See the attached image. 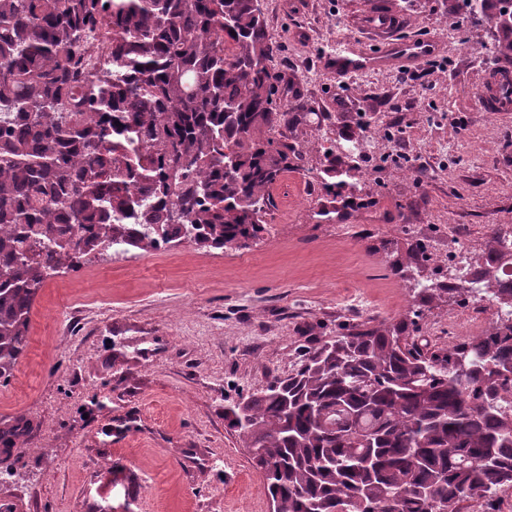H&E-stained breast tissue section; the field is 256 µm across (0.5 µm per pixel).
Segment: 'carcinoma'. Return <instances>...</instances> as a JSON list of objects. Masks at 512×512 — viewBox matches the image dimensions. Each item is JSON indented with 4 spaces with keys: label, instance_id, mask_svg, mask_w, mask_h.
Instances as JSON below:
<instances>
[{
    "label": "carcinoma",
    "instance_id": "carcinoma-1",
    "mask_svg": "<svg viewBox=\"0 0 512 512\" xmlns=\"http://www.w3.org/2000/svg\"><path fill=\"white\" fill-rule=\"evenodd\" d=\"M261 0H0V385L84 253L266 231L293 168ZM495 263L512 259L499 230ZM355 325L224 408L274 512H461L512 487V319L446 348ZM18 416L0 455L23 447Z\"/></svg>",
    "mask_w": 512,
    "mask_h": 512
}]
</instances>
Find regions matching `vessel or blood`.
<instances>
[{
    "mask_svg": "<svg viewBox=\"0 0 512 512\" xmlns=\"http://www.w3.org/2000/svg\"><path fill=\"white\" fill-rule=\"evenodd\" d=\"M402 21L398 11L387 7L370 12L366 26L382 33V41L356 47L330 60L329 66L339 74H361L379 69L408 67L437 53L441 39L435 35L403 39L394 33ZM482 108L488 112H512V68L503 66L491 72L478 93Z\"/></svg>",
    "mask_w": 512,
    "mask_h": 512,
    "instance_id": "1",
    "label": "vessel or blood"
}]
</instances>
